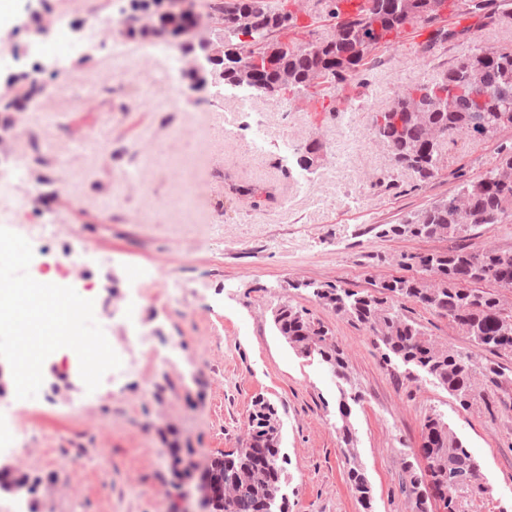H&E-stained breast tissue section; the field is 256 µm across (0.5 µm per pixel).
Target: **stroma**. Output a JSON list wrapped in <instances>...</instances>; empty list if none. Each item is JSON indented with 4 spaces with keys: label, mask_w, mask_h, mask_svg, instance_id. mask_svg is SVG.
I'll list each match as a JSON object with an SVG mask.
<instances>
[{
    "label": "stroma",
    "mask_w": 512,
    "mask_h": 512,
    "mask_svg": "<svg viewBox=\"0 0 512 512\" xmlns=\"http://www.w3.org/2000/svg\"><path fill=\"white\" fill-rule=\"evenodd\" d=\"M294 3L297 25L280 40L335 33L336 18L316 0ZM127 7L128 0H47L52 37L15 34L18 54L0 57V85L13 78L25 90L20 74L36 60L57 62L58 71L23 111H0V170L27 157L12 180L23 201L13 221L57 227L52 244L31 238L29 274L64 282L69 273L58 259L86 248L87 297L109 343L125 340L127 324L112 311L131 301L155 350L174 358L168 369L143 363L90 392L70 365L71 349L62 348L44 361L36 398L0 395V413L33 434L26 454L0 451V465H20L39 484L34 495L0 490V504L21 503V512H166L180 493L166 465L170 437L201 460L232 450L262 397L283 425L289 512H364L336 434L344 388L360 397L351 424L371 512H412L400 488L402 460L419 454L422 423L434 413L482 465L487 492L470 512H512V354L475 351L507 378L487 386L491 407L464 408L431 381L406 382L402 366L385 364L364 329L292 286L340 280L373 293L402 273L391 256L449 248L446 239H380L374 228L402 223L448 196L460 177L481 174L495 162L499 139L456 140L439 175L420 184L391 170L387 147L370 140L373 110L474 46L512 44V20L463 29L425 59L415 33L399 35L340 85L350 103L336 115L214 83L174 97L164 59L143 49L146 37L104 34ZM77 20L94 39L76 42ZM254 113L266 128L260 146L247 131ZM288 140L320 145L311 170L285 151ZM246 185L263 187L257 202L239 195ZM170 278L182 286L177 300L135 299L133 287L151 291ZM285 300L331 329L348 357L346 380L279 336L272 312Z\"/></svg>",
    "instance_id": "stroma-1"
}]
</instances>
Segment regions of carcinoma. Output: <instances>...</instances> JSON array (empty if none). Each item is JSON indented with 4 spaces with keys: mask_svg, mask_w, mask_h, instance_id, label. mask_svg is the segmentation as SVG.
I'll list each match as a JSON object with an SVG mask.
<instances>
[{
    "mask_svg": "<svg viewBox=\"0 0 512 512\" xmlns=\"http://www.w3.org/2000/svg\"><path fill=\"white\" fill-rule=\"evenodd\" d=\"M339 19L328 39L295 44L283 51L274 33L288 26L284 8L261 0H214L212 12L226 17L224 43L249 37L247 51L233 72L235 83L260 92L300 96L318 80L327 81L328 107L336 110L337 87L357 70L371 48L391 43L406 26H436L445 0H363L352 10L348 0H334ZM494 56L476 47L447 72L423 84L397 89L392 102L376 111L370 136L389 150L394 170L409 171L425 183L434 178L448 144L459 137L488 139L512 128V46ZM512 222V141L497 146L496 163L472 179L462 180L448 196L401 224L379 226V238H450L463 240L485 224ZM400 263L419 267L434 283L415 277L385 280L376 294L355 291L342 282L310 283L314 300L324 309L365 329L382 350L385 363L406 367V379H429L447 390L461 406L483 399L472 393L483 379L496 384L504 373L480 366L471 352L433 338L406 314L405 303L445 318L477 348L512 354V308L499 289L512 288V250L459 245L446 251L404 254ZM276 331L303 358H316L338 379L347 376V356L325 324L309 310L288 301L278 305ZM359 396L339 389L336 405L347 479L364 512H372V487L358 460L350 423L351 404ZM274 404L254 401L241 447L207 461L208 470L224 480V512H288L287 458L281 444L266 439L264 412ZM252 445H247V440ZM423 459L403 460L401 491L415 512H466L467 500L486 493L480 462L441 415L422 424Z\"/></svg>",
    "mask_w": 512,
    "mask_h": 512,
    "instance_id": "obj_1",
    "label": "carcinoma"
}]
</instances>
